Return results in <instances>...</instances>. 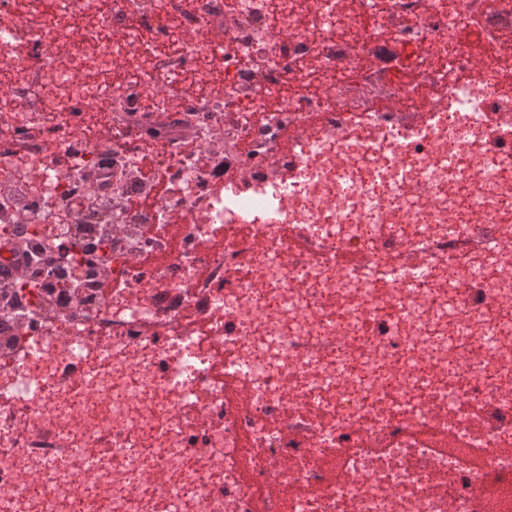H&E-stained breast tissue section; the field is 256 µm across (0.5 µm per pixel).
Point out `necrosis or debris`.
Segmentation results:
<instances>
[{
    "mask_svg": "<svg viewBox=\"0 0 512 512\" xmlns=\"http://www.w3.org/2000/svg\"><path fill=\"white\" fill-rule=\"evenodd\" d=\"M52 4L0 0V68L25 73L0 223L27 227L0 301V512H512V0ZM177 15L156 69L137 25ZM205 22L224 98L169 105ZM134 51V92L103 81ZM130 124L191 125L199 152L126 214L113 186L148 190ZM168 217L182 247L143 269ZM103 241L108 267L41 260Z\"/></svg>",
    "mask_w": 512,
    "mask_h": 512,
    "instance_id": "necrosis-or-debris-1",
    "label": "necrosis or debris"
}]
</instances>
